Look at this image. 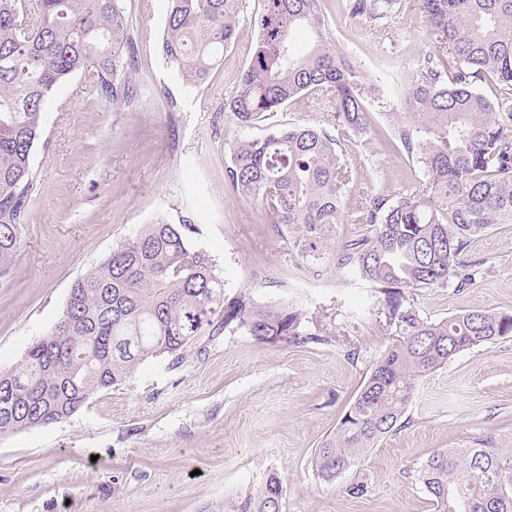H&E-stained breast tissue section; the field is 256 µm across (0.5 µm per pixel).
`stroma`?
<instances>
[{"label": "stroma", "instance_id": "stroma-1", "mask_svg": "<svg viewBox=\"0 0 512 512\" xmlns=\"http://www.w3.org/2000/svg\"><path fill=\"white\" fill-rule=\"evenodd\" d=\"M262 7L243 0L223 64L192 88L162 54L169 0H124L132 99L112 103L76 74L48 101L22 245L0 278V368L52 331L76 278L158 218L195 224L191 243L211 256L227 296L248 286L256 301L296 307L321 343L260 342L229 329L202 338L180 363H144L66 420L0 436V512H223L225 497L271 472L283 482L284 512H431L414 471L434 449L487 433L512 441L508 337L423 378L405 426L356 471L331 484L316 475V448L335 432L393 330L380 313L383 294L338 263L356 225H337L331 247L308 265L256 201L225 184L234 144L267 125L240 126L224 109L253 55ZM323 10L339 52L380 89L367 105L366 133L345 145L353 170L347 203L413 190L421 165L382 136L401 122L397 80L436 50L419 0H402L380 28L348 14L342 0H324ZM326 119V106L305 95L269 123L321 127ZM466 258L480 269L472 285L413 291L422 317L512 311V224L474 238ZM357 476L368 485L359 498L343 491Z\"/></svg>", "mask_w": 512, "mask_h": 512}]
</instances>
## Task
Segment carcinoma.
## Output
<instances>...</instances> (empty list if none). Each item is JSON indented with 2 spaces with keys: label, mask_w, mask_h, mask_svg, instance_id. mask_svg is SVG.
Masks as SVG:
<instances>
[{
  "label": "carcinoma",
  "mask_w": 512,
  "mask_h": 512,
  "mask_svg": "<svg viewBox=\"0 0 512 512\" xmlns=\"http://www.w3.org/2000/svg\"><path fill=\"white\" fill-rule=\"evenodd\" d=\"M323 0H263L255 51L224 103L250 127L293 99L331 106L327 127L271 125L235 145L229 189L255 199L268 223L314 259L336 225L357 224L339 265L386 296L394 338L340 420L316 449L313 468L333 483L404 426L419 380L458 354L512 337V313L472 310L440 321L422 317L407 289L462 288L479 271L464 260L471 238L512 224V0H419L439 51L405 89L397 139L424 170L409 194H376L348 208L352 181L343 142L365 130L376 84L345 61L329 38ZM242 0H170L162 40L167 62L190 87L206 83L236 37ZM401 0H346L378 27ZM19 0H0V276L22 244L35 184L32 154L46 105L78 72L99 95L132 98L123 0H37L22 24ZM308 27L310 51L295 56L292 32ZM493 82L495 100L478 85ZM192 224H146L70 288L51 333L16 365L0 369V435L70 417L95 393L123 384L145 362L175 363L204 336L235 324L259 341H308L301 312L260 303L247 290L228 298L210 255L192 247ZM15 388L8 389L9 383ZM416 479L434 512H512V447L490 436L440 448ZM224 512H283V485L270 473L224 500Z\"/></svg>",
  "instance_id": "carcinoma-1"
}]
</instances>
